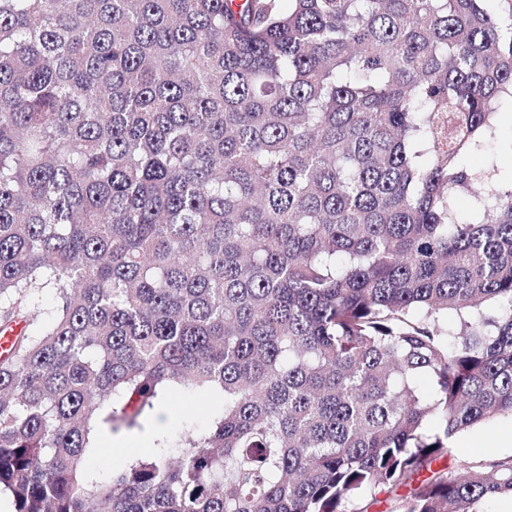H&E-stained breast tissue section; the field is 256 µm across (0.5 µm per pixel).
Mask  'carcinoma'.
I'll return each instance as SVG.
<instances>
[{"label": "carcinoma", "mask_w": 512, "mask_h": 512, "mask_svg": "<svg viewBox=\"0 0 512 512\" xmlns=\"http://www.w3.org/2000/svg\"><path fill=\"white\" fill-rule=\"evenodd\" d=\"M504 100L512 0H0L13 512L512 496V456L448 466L512 417V153L466 164ZM185 390L206 431L86 469Z\"/></svg>", "instance_id": "cac0c4a2"}]
</instances>
